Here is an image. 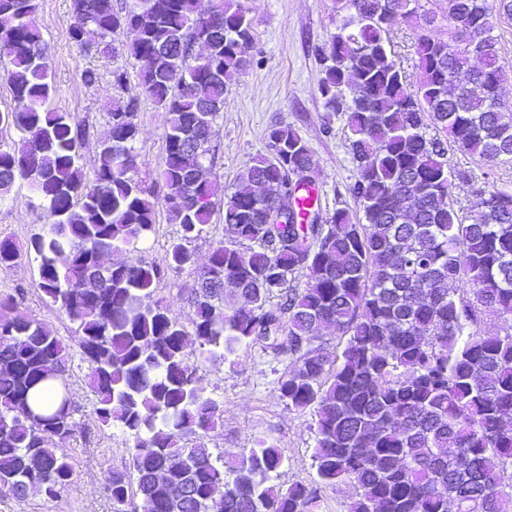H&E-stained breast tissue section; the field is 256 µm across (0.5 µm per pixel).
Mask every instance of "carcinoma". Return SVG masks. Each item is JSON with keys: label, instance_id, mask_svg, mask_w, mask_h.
<instances>
[{"label": "carcinoma", "instance_id": "cac0c4a2", "mask_svg": "<svg viewBox=\"0 0 512 512\" xmlns=\"http://www.w3.org/2000/svg\"><path fill=\"white\" fill-rule=\"evenodd\" d=\"M416 2L336 0L340 24L314 50L323 109L346 117L356 210L322 218L318 205L298 223L297 188L315 180L289 186L285 171L314 169V155L295 128L274 124L225 194L224 238L191 291L194 341L209 357L259 342L296 356L279 393L315 408L316 478L283 489L273 479L284 456L267 439L229 463L201 443L220 407L198 385L186 331L154 297L164 269L134 255L162 206L180 227L169 267L194 263L189 244L214 209V125L254 39L248 12L241 0L206 11L200 0H73L71 40L142 63L143 94L169 115L159 196L136 177L139 100L112 108L87 176L81 131L51 106L38 0H0L15 102L0 126L18 133L0 142V201L17 183L37 196L47 220L31 240L39 288L77 325L98 421L132 439L128 470L109 476L113 512H127L132 479L144 512H320L323 489L343 482L356 488L347 512H512V191L478 189L467 215L441 160L456 150L512 163L509 74L493 36L512 0H446L451 41L419 37L410 83L387 26L410 20ZM124 32L132 40L116 45ZM118 250L125 260L102 265ZM19 257L1 238L0 269ZM97 265L102 287L88 295L81 279ZM13 306L0 298V487L54 499L73 475L55 452L74 431L72 355L45 325L9 316ZM491 317L508 323L504 333L481 330ZM325 326L345 337L333 357L317 344ZM49 383L57 402L40 407Z\"/></svg>", "mask_w": 512, "mask_h": 512}]
</instances>
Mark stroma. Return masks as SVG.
Instances as JSON below:
<instances>
[{
    "mask_svg": "<svg viewBox=\"0 0 512 512\" xmlns=\"http://www.w3.org/2000/svg\"><path fill=\"white\" fill-rule=\"evenodd\" d=\"M253 20L254 40L245 52L247 65L224 95V109L211 141L214 157L210 176L217 183L215 206L209 224L191 249L194 265L169 271L155 288V296L167 306L169 316L185 331H192L193 308L190 290L210 249L224 237V191L235 181L251 157L265 149L269 126L281 123L294 127L308 141L317 164L315 178L322 189V208L353 206L348 191L356 170L344 136L343 116L324 112L317 87L320 69L312 50L336 30V0H241ZM445 0H419L417 14L407 22H395L390 39L395 59L408 77L416 81V43L426 33V17H435L438 35L448 33ZM34 21L50 46L54 76L52 105L70 113L74 125L84 133L82 166L92 173L98 145L109 129L108 114L116 104L139 98V176L155 192H162L158 179L164 152L163 134L168 115L143 98L139 63L116 56L107 58L81 51L69 32L75 22L72 0H40ZM125 69L127 79L114 85L112 71ZM92 69L96 83L85 84L81 74ZM449 164L459 170L452 198L456 207L473 211L479 187L512 189V165H491L478 158L452 151ZM45 218L27 187L16 188L0 203V238L14 240L21 256L14 267L0 269V295L15 299V315L45 324L62 337L73 355L68 372L71 404L74 409L73 436L58 448L73 468L69 485L57 498L39 495L14 497L0 488V512H112L107 491L111 473L128 465L127 434L99 425L94 414L95 396L89 386L90 369L79 356L80 338L75 324L52 307L40 290L38 263L30 241L44 231ZM179 235L178 225L158 209L152 231L138 248L146 261L165 265L171 242ZM197 364L201 387L222 406L216 429L203 438L212 455L225 459L247 453L256 439L266 438L281 449L285 463L278 471L277 484L288 487L314 479V411L297 410L280 396V380L291 369L287 355H276L259 344H244L224 360H203L197 345L187 349Z\"/></svg>",
    "mask_w": 512,
    "mask_h": 512,
    "instance_id": "stroma-1",
    "label": "stroma"
}]
</instances>
